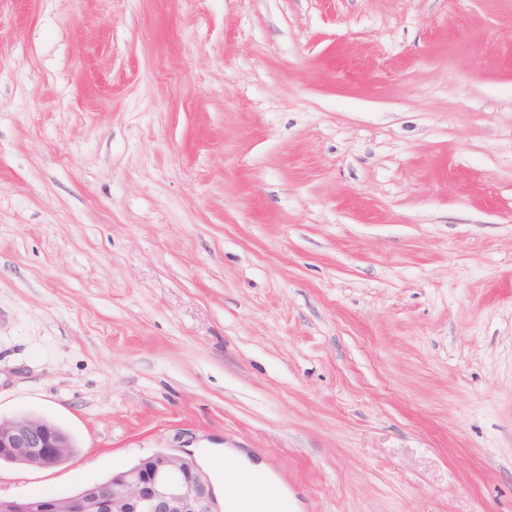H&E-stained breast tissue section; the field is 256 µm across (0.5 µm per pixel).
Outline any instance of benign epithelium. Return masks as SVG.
<instances>
[{
    "instance_id": "obj_1",
    "label": "benign epithelium",
    "mask_w": 512,
    "mask_h": 512,
    "mask_svg": "<svg viewBox=\"0 0 512 512\" xmlns=\"http://www.w3.org/2000/svg\"><path fill=\"white\" fill-rule=\"evenodd\" d=\"M70 440L54 424L32 416L0 421V454L46 469L70 454ZM0 512H223L208 474L192 454L158 450L109 485L67 497L15 498L0 494Z\"/></svg>"
}]
</instances>
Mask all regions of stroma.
I'll return each mask as SVG.
<instances>
[{"mask_svg": "<svg viewBox=\"0 0 512 512\" xmlns=\"http://www.w3.org/2000/svg\"><path fill=\"white\" fill-rule=\"evenodd\" d=\"M66 496L238 448L291 512H512V0H0V419ZM70 440L54 424L32 416L7 422L0 420V454L4 453L29 468H51L52 461L70 454ZM69 459L53 461L57 467Z\"/></svg>", "mask_w": 512, "mask_h": 512, "instance_id": "35a3bbf8", "label": "stroma"}]
</instances>
